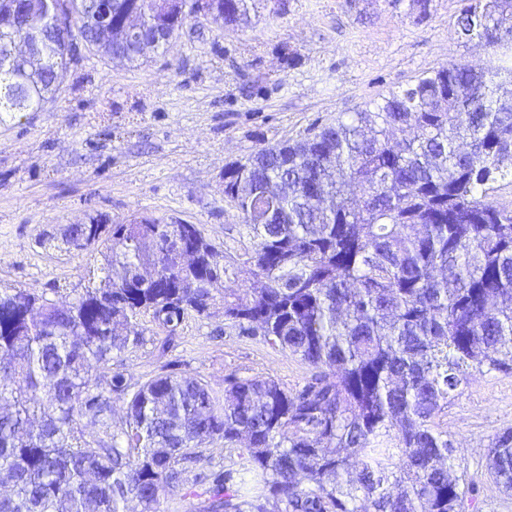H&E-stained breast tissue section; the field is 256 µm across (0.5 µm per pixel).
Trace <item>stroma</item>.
Instances as JSON below:
<instances>
[{
	"mask_svg": "<svg viewBox=\"0 0 512 512\" xmlns=\"http://www.w3.org/2000/svg\"><path fill=\"white\" fill-rule=\"evenodd\" d=\"M462 6L432 0L418 24L407 0L396 9L388 0H255L243 25L187 16L169 50L141 64L82 50L43 111L0 121V286L72 300L99 266V249L76 255L36 241L92 216L196 224L241 260L242 219L224 197L226 166L371 107L449 63L512 64L479 40L458 39ZM140 324L141 342L123 355L133 387L175 372L202 379L220 398L232 374L271 376L291 389L311 375L299 358L225 324L220 292L205 314L185 317L166 353L151 315ZM440 425L458 449L457 472L473 486L464 512H512V492L485 460L495 435L512 428V375L473 376ZM239 462L236 449L210 444L188 464L186 483L161 493L158 512H207L214 476Z\"/></svg>",
	"mask_w": 512,
	"mask_h": 512,
	"instance_id": "1",
	"label": "stroma"
}]
</instances>
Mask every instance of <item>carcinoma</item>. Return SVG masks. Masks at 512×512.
Listing matches in <instances>:
<instances>
[{
	"mask_svg": "<svg viewBox=\"0 0 512 512\" xmlns=\"http://www.w3.org/2000/svg\"><path fill=\"white\" fill-rule=\"evenodd\" d=\"M0 0V113L30 112L75 60L71 44L125 63L168 48L125 14L157 0H107L101 36L89 0ZM217 24L248 20L222 0ZM463 40L512 50V0H467ZM32 44L25 67L12 61ZM512 178V68L453 62L303 138L224 169V196L264 279L231 288L237 267L195 224L97 217L37 240L80 253L107 242L99 283L60 303L0 288V512H156L176 469L216 440L238 449L239 481L211 487L213 512H462L457 448L436 420L474 373H512V208L491 199ZM194 246L184 260L182 242ZM224 290V320L312 369L290 390L272 376L157 375L130 390L123 373L146 312L170 344L190 311ZM113 366L103 382L98 370ZM125 423L112 429V399ZM104 430L91 445L79 422ZM488 470L512 492V430L492 439Z\"/></svg>",
	"mask_w": 512,
	"mask_h": 512,
	"instance_id": "obj_1",
	"label": "carcinoma"
}]
</instances>
